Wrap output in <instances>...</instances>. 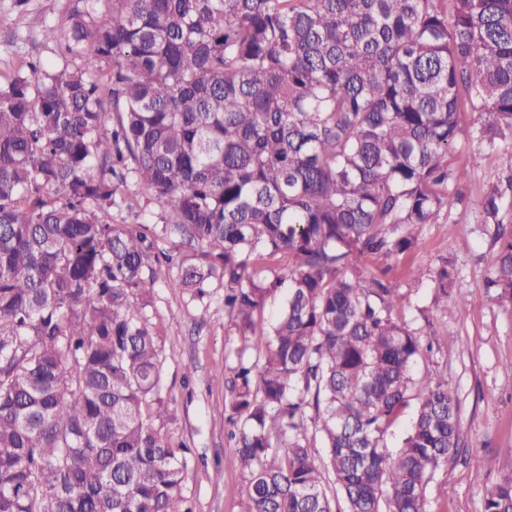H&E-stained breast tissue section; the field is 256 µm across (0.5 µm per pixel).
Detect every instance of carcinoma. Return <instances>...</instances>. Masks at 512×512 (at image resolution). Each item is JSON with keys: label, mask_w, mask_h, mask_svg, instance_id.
Here are the masks:
<instances>
[{"label": "carcinoma", "mask_w": 512, "mask_h": 512, "mask_svg": "<svg viewBox=\"0 0 512 512\" xmlns=\"http://www.w3.org/2000/svg\"><path fill=\"white\" fill-rule=\"evenodd\" d=\"M68 0L64 64L0 82V512H193L186 448L161 433L147 311L170 258L190 300L224 284L255 359L224 380L243 512H427L458 459V402L413 368L422 333L396 263L440 224L471 136L512 143V0ZM164 224H114L120 188ZM512 164L482 200L512 310ZM428 276L448 309V258ZM288 284L265 337L268 297ZM402 445L387 435L409 401ZM326 458L311 451L306 408ZM484 512H512V477Z\"/></svg>", "instance_id": "cac0c4a2"}]
</instances>
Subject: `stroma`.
<instances>
[{"label":"stroma","mask_w":512,"mask_h":512,"mask_svg":"<svg viewBox=\"0 0 512 512\" xmlns=\"http://www.w3.org/2000/svg\"><path fill=\"white\" fill-rule=\"evenodd\" d=\"M66 5L67 0H29L20 12L12 0H0V76L33 57L58 63L42 31L61 23ZM460 120L464 133L452 163L466 200L449 205L445 223L427 225L416 249L392 270L410 292L402 319L413 320L421 307L431 310L423 331L433 349L416 365V376L438 375L459 401L465 460L436 473L427 491L428 512H484L486 488L512 475V310L482 287L492 274L496 245L481 213L485 191L512 164V145L491 149L473 138L479 113L462 112ZM444 256L455 268V282L443 308L434 303L431 281L413 282L407 270L436 269ZM463 297L470 300L464 307L458 304ZM148 316L164 349L163 396L174 413L162 432L189 449L186 494L194 512H242L238 491L244 476L224 466L234 443L217 375L235 364L244 342L224 310V285L210 283L203 298L191 301L180 289L157 282Z\"/></svg>","instance_id":"obj_1"}]
</instances>
